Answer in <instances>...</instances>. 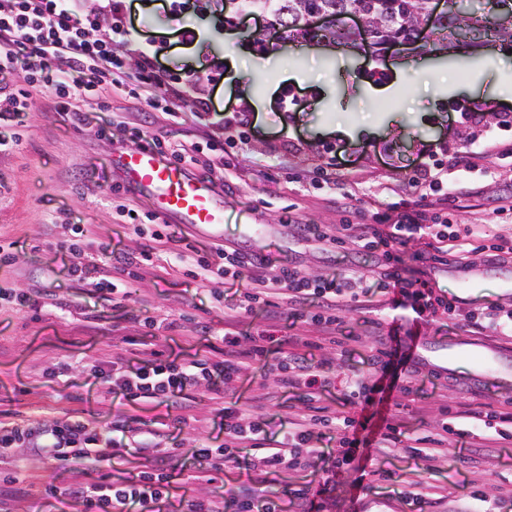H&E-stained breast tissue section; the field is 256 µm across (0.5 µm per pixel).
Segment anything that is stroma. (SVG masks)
<instances>
[{"instance_id":"35a3bbf8","label":"stroma","mask_w":512,"mask_h":512,"mask_svg":"<svg viewBox=\"0 0 512 512\" xmlns=\"http://www.w3.org/2000/svg\"><path fill=\"white\" fill-rule=\"evenodd\" d=\"M167 0H134L127 14L134 31L130 42H113L115 55L125 57L129 71L138 67L139 51L157 67L188 74L201 84L211 113L182 104L178 122L160 121L155 134L166 140L205 144L213 138L240 169L239 180L224 188V233L214 237L194 229L200 247L223 239L241 249H261L276 262L286 260L302 273L326 276L356 274L362 285H373L378 269L373 258L355 254L352 244L322 251L292 239L282 219L305 224H368L373 213L386 223L425 210L446 224H489L493 234L512 238V215L497 224L494 209L512 207V156L498 149L476 165L482 177L461 178L448 203L437 196L420 201L409 188L414 167L425 155L451 162L465 155L481 131L496 133L512 145V127L501 129L503 113H512V53L487 54L483 46L452 49L440 57L421 44H402L371 58L354 48L338 49L317 41H284L268 13L238 12L233 0H188L186 22L195 29L193 42H183L166 14ZM415 69L389 96L382 95L381 74L397 62ZM105 111H90L86 121L72 125L40 86L29 90L30 109L12 124L21 139L0 154V244H10L14 258L0 263L2 288H50L63 296L72 311L70 324L49 314L0 307V411L37 419L78 411L106 424L119 409L106 386L74 373L68 383H54L42 370L61 360L92 361L113 335L133 336L130 314L164 320L196 309L222 314L197 282L168 268L161 276L142 274L134 280V301L113 308L100 299L96 282L71 276L76 258L61 249L78 224L93 231L90 253L109 268L113 253L136 249L120 213L127 204L148 212L143 197L126 192L114 153L134 147L129 131L101 129L119 115L131 127L141 121L142 105L123 85L102 92ZM246 112L252 123L244 141H232L220 123L222 113ZM348 131H339L337 119ZM335 163L342 178L335 191L310 183L315 165ZM512 270V254L491 260L477 257L469 267L449 265L429 270L433 288L457 299L455 318L425 326L424 335L437 339L458 336L488 348L508 349L512 340L491 331H469L465 316L487 306L512 305V292L500 288L494 270ZM371 313L346 315L342 334L355 337L347 357L352 373L371 380L374 368L365 361L363 345L371 330ZM468 373L460 365L454 378L419 377L409 408L401 413L403 428L423 433L441 418L440 406L451 413L504 408L512 401V381L462 385ZM352 474L340 478L327 512H401L388 498L383 483L366 476V490H352ZM426 480L447 488L448 496L433 501L425 512H460L473 488L496 495L512 485V443L476 456L471 439L456 438L448 457Z\"/></svg>"}]
</instances>
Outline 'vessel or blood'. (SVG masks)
<instances>
[{
    "instance_id": "b4317fda",
    "label": "vessel or blood",
    "mask_w": 512,
    "mask_h": 512,
    "mask_svg": "<svg viewBox=\"0 0 512 512\" xmlns=\"http://www.w3.org/2000/svg\"><path fill=\"white\" fill-rule=\"evenodd\" d=\"M112 165L130 192L147 198L159 222L187 224L214 234L222 229L224 199L211 181L190 174L147 145L113 155ZM421 328L420 322H413L411 335L399 340V355L426 360L443 375L455 374L459 364L465 363L473 379L512 378V351L486 349L459 337L437 341L422 335Z\"/></svg>"
}]
</instances>
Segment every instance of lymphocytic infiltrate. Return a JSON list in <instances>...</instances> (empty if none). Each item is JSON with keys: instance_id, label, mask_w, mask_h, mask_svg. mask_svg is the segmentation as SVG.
<instances>
[{"instance_id": "obj_1", "label": "lymphocytic infiltrate", "mask_w": 512, "mask_h": 512, "mask_svg": "<svg viewBox=\"0 0 512 512\" xmlns=\"http://www.w3.org/2000/svg\"><path fill=\"white\" fill-rule=\"evenodd\" d=\"M110 14L108 36L94 37L99 15ZM123 10L114 0H0V76L21 74L23 84L0 97V121L18 117L30 107L26 88L39 84L58 100L73 125L86 112L101 107L103 86L127 75L122 59L114 56V36H130ZM54 67H47V60ZM132 91L143 104V125L136 131L141 142L156 148L165 158L210 171L222 166L225 180L237 178V167L225 156L224 143L211 139L206 145L171 144L154 137L149 127L157 114L175 122L184 101L202 104L191 78L157 70L150 56H143ZM129 228L141 240L138 251L112 259L111 277H99V267L88 263L74 267L81 279L97 278L102 294L112 304L125 306L132 293L126 281L137 270L155 268L177 232L168 224L146 222L128 216ZM289 232L319 249L353 243L356 253L374 258L380 269L374 286L356 287L347 276L307 277L289 263L273 264L258 251L219 244L207 251L185 245L176 259L185 276L208 287L224 317L221 330L196 317L179 316L156 322L140 321L138 353L113 342L110 353L93 361H61L44 368L43 376L63 380L79 370L119 393L130 405L147 412V420L130 426L125 414L99 425L80 415H45L31 420L0 418V512H15L17 502L28 496L24 475L27 461L75 466L67 483L45 482L37 491L46 500L77 507L78 512H162L178 501L177 512H323V501L332 492L338 475L354 470L356 463L375 461L411 448L426 470H434L448 454V438L456 435L479 445L512 441V411L472 413L464 426L441 422L429 434L404 435L398 414L391 405L410 397L419 365L397 360L392 343L402 329L398 314L412 311L425 322L453 318L454 299L436 294L428 280L416 277L414 262L440 266L469 265L474 241L490 238L483 225L427 224L422 214H408L394 224H303L289 221ZM416 242L410 258L401 247ZM251 277H244V270ZM237 282L233 299H225L217 281ZM35 312L63 311L62 298L45 288H0V304ZM374 310L388 327L373 336L371 360L380 379L337 380L346 344L337 331L346 313ZM263 311V327L245 331L248 315ZM308 328L305 336H282V316ZM207 335L208 356L176 359L156 350L154 342L166 331ZM312 348L326 350L327 358L316 364L308 357ZM261 372L260 393L250 403L230 399V385L247 371ZM301 390L303 407L281 421L275 413L278 393L285 388ZM206 390L219 403L223 438L200 436L190 450L194 478L212 482L224 475L221 497L183 495L174 498L171 471L181 457L177 448L151 457L150 449L169 440L170 430L187 424V410L199 392ZM339 390L345 404L337 411L321 403L326 392ZM135 463L136 471L114 480L88 481V471L105 464ZM325 478L313 484L316 472Z\"/></svg>"}]
</instances>
